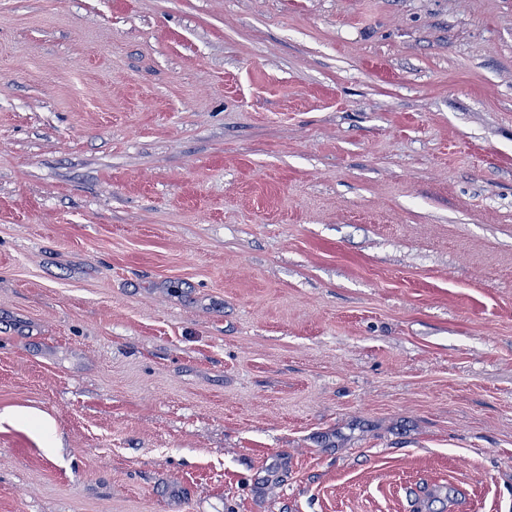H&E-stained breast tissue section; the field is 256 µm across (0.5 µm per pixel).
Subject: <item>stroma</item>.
Masks as SVG:
<instances>
[{"instance_id":"obj_1","label":"stroma","mask_w":512,"mask_h":512,"mask_svg":"<svg viewBox=\"0 0 512 512\" xmlns=\"http://www.w3.org/2000/svg\"><path fill=\"white\" fill-rule=\"evenodd\" d=\"M0 512H512V0H0Z\"/></svg>"}]
</instances>
